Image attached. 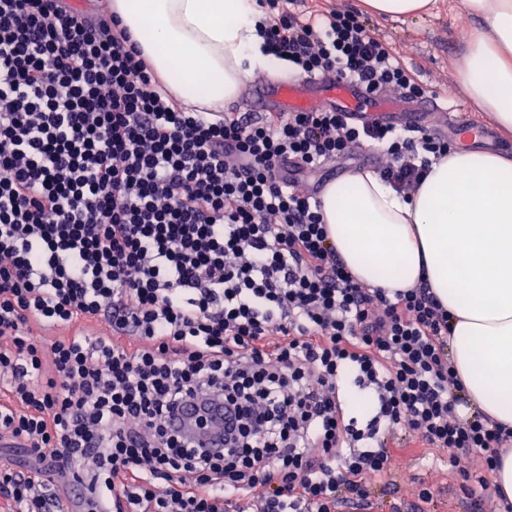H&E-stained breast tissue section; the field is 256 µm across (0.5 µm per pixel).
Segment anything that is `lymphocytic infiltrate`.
Listing matches in <instances>:
<instances>
[{"instance_id":"f902f5d3","label":"lymphocytic infiltrate","mask_w":512,"mask_h":512,"mask_svg":"<svg viewBox=\"0 0 512 512\" xmlns=\"http://www.w3.org/2000/svg\"><path fill=\"white\" fill-rule=\"evenodd\" d=\"M259 5L289 73L424 96L357 10ZM366 148L409 194L454 145L334 108L196 112L117 20L0 0V431L29 457L0 465V512H62L55 489L74 484L92 492L84 512H227L243 497L251 512H336L390 471L399 426L447 452L476 512H512L489 495L512 432L463 413L448 311L424 282L357 281L299 185ZM90 320L110 335L87 336ZM214 398L220 453L168 428L192 400L206 427Z\"/></svg>"}]
</instances>
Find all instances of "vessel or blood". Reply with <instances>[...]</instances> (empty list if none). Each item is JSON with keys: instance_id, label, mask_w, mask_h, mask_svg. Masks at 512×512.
<instances>
[{"instance_id": "obj_1", "label": "vessel or blood", "mask_w": 512, "mask_h": 512, "mask_svg": "<svg viewBox=\"0 0 512 512\" xmlns=\"http://www.w3.org/2000/svg\"><path fill=\"white\" fill-rule=\"evenodd\" d=\"M335 106L349 112L356 119H382L392 121L395 110L401 104L397 98H363L359 86L349 80L333 76L313 77L303 82L284 81L270 86L263 82L255 83L253 93L240 104L244 112H288L301 111L325 106ZM437 97L419 99L405 112L403 123L411 127L425 126L433 112L439 111ZM451 134L456 141L467 142L487 137L484 127L471 124L465 117H456ZM196 416L195 410H187L177 419L176 425L188 433L195 445L206 448H219L223 445L222 427L224 412L222 406H215L211 425L204 434L195 433L191 423Z\"/></svg>"}]
</instances>
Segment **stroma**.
Returning a JSON list of instances; mask_svg holds the SVG:
<instances>
[{
	"mask_svg": "<svg viewBox=\"0 0 512 512\" xmlns=\"http://www.w3.org/2000/svg\"><path fill=\"white\" fill-rule=\"evenodd\" d=\"M371 31L390 42L418 82L446 103L448 111H463L468 119L483 126L492 120L460 90L455 63L475 26L459 0H437L431 15L420 19L391 20L372 17ZM402 445L390 473L367 480L374 512H389L390 501L417 503L420 485H431L434 496L425 512H468L470 502L460 490L454 468L438 450L412 443L405 429H397Z\"/></svg>",
	"mask_w": 512,
	"mask_h": 512,
	"instance_id": "35a3bbf8",
	"label": "stroma"
}]
</instances>
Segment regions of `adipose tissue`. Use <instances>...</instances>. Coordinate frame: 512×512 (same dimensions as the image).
<instances>
[{"instance_id":"obj_1","label":"adipose tissue","mask_w":512,"mask_h":512,"mask_svg":"<svg viewBox=\"0 0 512 512\" xmlns=\"http://www.w3.org/2000/svg\"><path fill=\"white\" fill-rule=\"evenodd\" d=\"M479 22L457 80L512 132V0H462ZM111 9L176 102L207 112L275 65L256 33V0H112ZM329 240L352 275L381 288L426 281L451 316L448 354L475 413L512 429V159L451 152L414 194L372 172L330 182Z\"/></svg>"}]
</instances>
